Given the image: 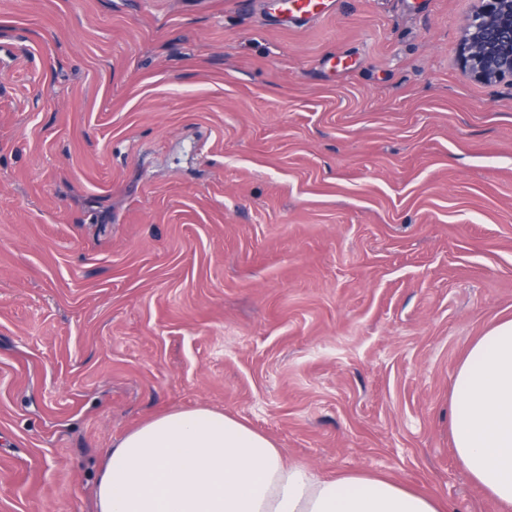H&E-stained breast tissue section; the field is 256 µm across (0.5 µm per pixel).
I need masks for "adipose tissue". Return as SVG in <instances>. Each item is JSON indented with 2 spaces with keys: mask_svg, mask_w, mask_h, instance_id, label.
Wrapping results in <instances>:
<instances>
[{
  "mask_svg": "<svg viewBox=\"0 0 512 512\" xmlns=\"http://www.w3.org/2000/svg\"><path fill=\"white\" fill-rule=\"evenodd\" d=\"M450 431L469 477L512 512V320L469 348ZM96 512H447L445 501L364 472L320 476L241 419L206 407L151 416L108 450Z\"/></svg>",
  "mask_w": 512,
  "mask_h": 512,
  "instance_id": "obj_1",
  "label": "adipose tissue"
}]
</instances>
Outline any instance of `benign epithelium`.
I'll return each mask as SVG.
<instances>
[{
    "label": "benign epithelium",
    "mask_w": 512,
    "mask_h": 512,
    "mask_svg": "<svg viewBox=\"0 0 512 512\" xmlns=\"http://www.w3.org/2000/svg\"><path fill=\"white\" fill-rule=\"evenodd\" d=\"M461 65L471 78L512 79V0H479L463 36Z\"/></svg>",
    "instance_id": "7a95c632"
}]
</instances>
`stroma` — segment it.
<instances>
[{"label": "stroma", "instance_id": "1", "mask_svg": "<svg viewBox=\"0 0 512 512\" xmlns=\"http://www.w3.org/2000/svg\"><path fill=\"white\" fill-rule=\"evenodd\" d=\"M476 0H0V512H94L155 413L500 512L453 377L512 318V81ZM280 22L284 26H306L326 13L330 0H280ZM328 1V2H326ZM463 36L461 65L471 78L512 81V0H478Z\"/></svg>", "mask_w": 512, "mask_h": 512}]
</instances>
